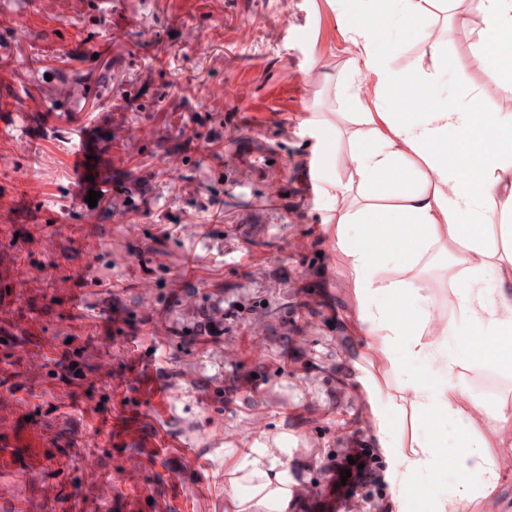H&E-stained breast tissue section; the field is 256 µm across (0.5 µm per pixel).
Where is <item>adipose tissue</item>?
Listing matches in <instances>:
<instances>
[{
  "label": "adipose tissue",
  "instance_id": "adipose-tissue-1",
  "mask_svg": "<svg viewBox=\"0 0 512 512\" xmlns=\"http://www.w3.org/2000/svg\"><path fill=\"white\" fill-rule=\"evenodd\" d=\"M479 5L483 28L472 53L500 87L512 60V0ZM375 30L372 24L346 28L357 48L350 71L373 78L382 93L377 111L361 115L371 126L370 145L350 153L355 181H332L327 189L339 199L355 191L392 204L337 209L328 232L343 256L369 350L396 370L425 367L424 377L400 381L391 418L377 423V444L392 459L395 512L423 495L447 462L455 469L457 497H431L429 512H471L498 488L504 459L495 449L512 447V399L487 403L461 375L471 353L481 366L512 372V224L491 218L497 211L512 215V113L401 111L404 89L419 72L392 70L389 48ZM452 128L462 141L455 157L448 154ZM451 242L456 249L448 259L461 275L453 302L472 329L465 352L446 325L423 339L434 298L430 283L412 273L434 248ZM397 419L430 428H415L405 443L396 435Z\"/></svg>",
  "mask_w": 512,
  "mask_h": 512
}]
</instances>
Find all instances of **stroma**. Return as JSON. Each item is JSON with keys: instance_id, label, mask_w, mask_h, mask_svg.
<instances>
[{"instance_id": "1", "label": "stroma", "mask_w": 512, "mask_h": 512, "mask_svg": "<svg viewBox=\"0 0 512 512\" xmlns=\"http://www.w3.org/2000/svg\"><path fill=\"white\" fill-rule=\"evenodd\" d=\"M478 0L447 21L435 8L450 64L435 69L427 32L389 20V65L419 67L427 107L459 110L481 97L512 112L472 45ZM0 501L8 512H235L252 482L246 455L285 483L288 505L254 512H393L386 449L365 481L341 479L348 449L375 446L399 374L365 347L344 261L326 238L336 201L305 173L349 180L365 127L349 118L371 81L346 63L357 48L336 0H0ZM204 48H197L193 36ZM55 113L56 127L45 113ZM145 126L147 138L132 137ZM99 158L96 207L76 196V142ZM258 153L271 162L254 163ZM178 163L169 178L161 159ZM31 168L43 187L14 179ZM277 195H270V185ZM217 208L224 220L203 221ZM194 261V286L178 276ZM83 270L75 279V270ZM432 312L469 328L449 297L459 270L437 256ZM242 306L224 319L216 303ZM166 309L164 318L153 310ZM224 334L179 347L204 317ZM173 356L175 404L122 402L120 383ZM79 348L111 372L66 382L55 362ZM374 376L381 394L364 380ZM223 396H216V389ZM112 420L123 447L78 451ZM197 448L189 458L184 446Z\"/></svg>"}]
</instances>
